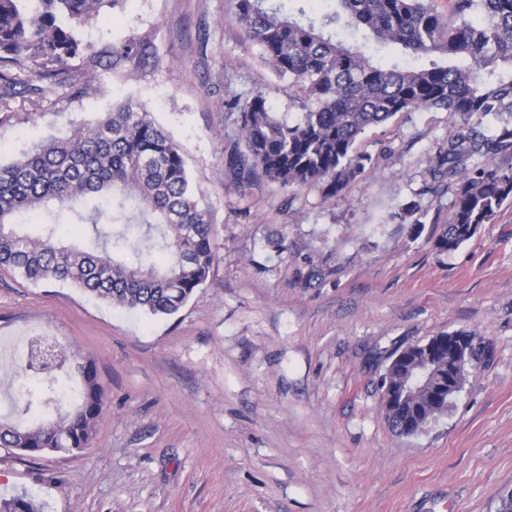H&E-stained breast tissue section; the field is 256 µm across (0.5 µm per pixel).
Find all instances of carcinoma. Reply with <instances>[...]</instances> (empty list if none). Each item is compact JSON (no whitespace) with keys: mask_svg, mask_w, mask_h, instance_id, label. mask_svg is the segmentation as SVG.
Segmentation results:
<instances>
[{"mask_svg":"<svg viewBox=\"0 0 512 512\" xmlns=\"http://www.w3.org/2000/svg\"><path fill=\"white\" fill-rule=\"evenodd\" d=\"M127 0H0V97H42L45 88L20 86L15 69L35 66L51 85L75 87L68 68L80 57L89 71L107 57L112 68L140 61L147 43L127 39L100 54L86 53L82 30L105 7ZM234 21L275 72L298 87L299 117L288 122L258 91L223 107L237 113V139L228 157L240 187L266 180L283 188L317 186L332 199L372 163L357 151L366 130L401 112L443 110L461 116L448 131L432 173L448 178V223L434 240L440 252L468 242L512 200V127L486 133L484 120L512 114V0H326L317 18L293 15L270 0H230ZM368 31L381 46L398 45L428 67L375 62L345 33ZM83 224H121L100 249L57 240L62 213ZM214 234L199 207L182 147L141 104L113 105L88 128L31 144L0 163V271L26 281L70 283L90 296L151 315L178 312L208 278ZM135 250L140 265L118 258ZM29 368L43 374L18 384L14 413L55 407L50 422L20 425L0 418V448L27 456L74 455L91 447L104 406L92 362H77L45 337L29 347ZM418 435L448 409L418 390L406 399ZM0 512H41L24 495L0 498Z\"/></svg>","mask_w":512,"mask_h":512,"instance_id":"obj_1","label":"carcinoma"}]
</instances>
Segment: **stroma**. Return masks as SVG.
<instances>
[{
    "mask_svg": "<svg viewBox=\"0 0 512 512\" xmlns=\"http://www.w3.org/2000/svg\"><path fill=\"white\" fill-rule=\"evenodd\" d=\"M95 28L92 50L138 38L146 61L96 68L79 97L55 86L0 104V162L139 102L183 148L216 259L171 316L0 272V338L50 337L92 360L106 392L83 455L0 449V498L25 492L44 512H499L512 493V201L459 249L433 248L452 195L431 159L455 116L402 112L367 130L357 149L373 161L336 198L242 189L224 100L260 90L292 118L299 90L229 0H127ZM411 205L417 237L401 220ZM459 330L485 352L448 415L394 434L379 389L391 354Z\"/></svg>",
    "mask_w": 512,
    "mask_h": 512,
    "instance_id": "35a3bbf8",
    "label": "stroma"
}]
</instances>
